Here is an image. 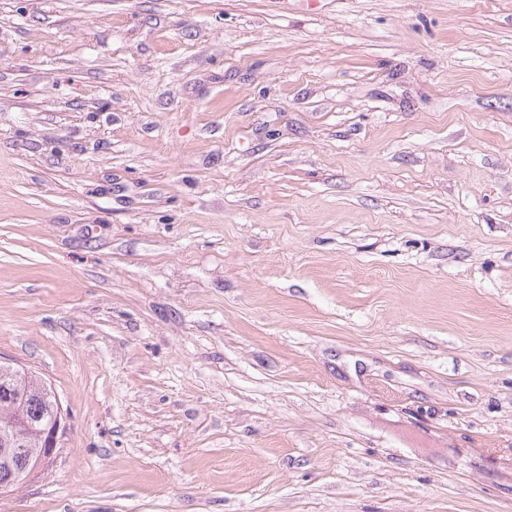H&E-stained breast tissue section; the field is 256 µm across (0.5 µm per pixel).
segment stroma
Here are the masks:
<instances>
[{
    "label": "stroma",
    "mask_w": 512,
    "mask_h": 512,
    "mask_svg": "<svg viewBox=\"0 0 512 512\" xmlns=\"http://www.w3.org/2000/svg\"><path fill=\"white\" fill-rule=\"evenodd\" d=\"M0 512H512V0H0ZM21 372V371H20ZM22 377L18 378L14 384V395H19L20 403L23 404L25 415L29 421L35 423L39 431L34 434L18 433V439L13 432H4L1 429V421L9 415L11 407L3 402L0 397V495L13 492L21 481L18 476L25 471L30 473L34 466V461L40 455L42 441L40 432L48 430L56 425L55 417V398L50 395L53 391L43 381L30 373L22 371ZM27 374V376H25ZM61 414H64L63 407L59 404L57 425L54 431L45 439L46 448L45 463L48 464L53 458L52 448H57L61 430ZM23 440L25 445L24 452L2 455L1 448L5 444Z\"/></svg>",
    "instance_id": "stroma-1"
}]
</instances>
